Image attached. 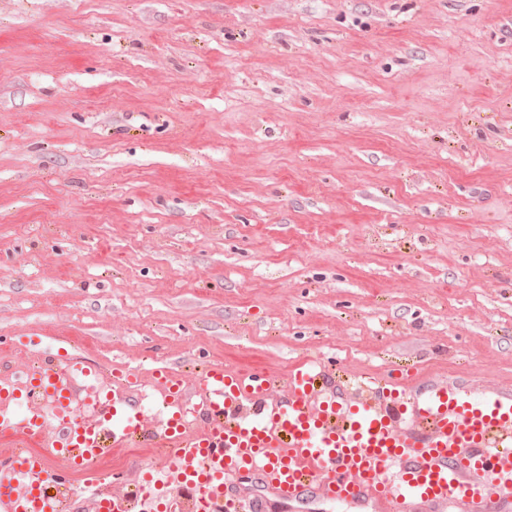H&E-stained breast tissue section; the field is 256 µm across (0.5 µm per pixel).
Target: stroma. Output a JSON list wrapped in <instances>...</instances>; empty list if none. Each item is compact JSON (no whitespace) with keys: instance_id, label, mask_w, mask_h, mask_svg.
Masks as SVG:
<instances>
[{"instance_id":"obj_1","label":"stroma","mask_w":512,"mask_h":512,"mask_svg":"<svg viewBox=\"0 0 512 512\" xmlns=\"http://www.w3.org/2000/svg\"><path fill=\"white\" fill-rule=\"evenodd\" d=\"M0 337L512 391V0H0Z\"/></svg>"}]
</instances>
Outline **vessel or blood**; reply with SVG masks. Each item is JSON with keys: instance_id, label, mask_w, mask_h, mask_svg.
Segmentation results:
<instances>
[{"instance_id": "1", "label": "vessel or blood", "mask_w": 512, "mask_h": 512, "mask_svg": "<svg viewBox=\"0 0 512 512\" xmlns=\"http://www.w3.org/2000/svg\"><path fill=\"white\" fill-rule=\"evenodd\" d=\"M272 375L243 373L204 362L185 391L176 373L159 372L164 398L180 411L147 423L137 403L136 369L94 370L84 357L44 353L20 385L0 383V404L23 400L25 411L0 416L9 440L0 460L5 512H57L42 487L72 491L69 476L117 448L147 444L163 451L162 465L187 512H261L272 495L280 512H314L324 502L385 512H504L512 503V392L474 396L459 382L410 389L392 380L342 388L334 364L304 359L291 366L281 401H271ZM87 407L75 412L77 399ZM54 405L52 451L67 464L48 472L38 445L46 420L40 401ZM260 477L262 495L231 494L233 479ZM151 483L138 478L120 495L96 498L101 512H135Z\"/></svg>"}]
</instances>
